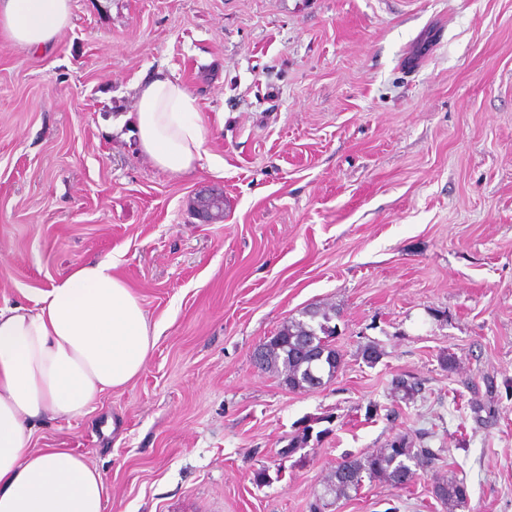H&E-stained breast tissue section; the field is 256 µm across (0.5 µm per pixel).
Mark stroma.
<instances>
[{"label": "stroma", "mask_w": 512, "mask_h": 512, "mask_svg": "<svg viewBox=\"0 0 512 512\" xmlns=\"http://www.w3.org/2000/svg\"><path fill=\"white\" fill-rule=\"evenodd\" d=\"M158 70L211 130L187 175L112 123ZM106 256L161 334L132 384L33 434L105 473L106 512H309L344 455L403 434L438 461L327 512H446L451 474L467 512H512V0H73L44 50L0 36V306ZM316 306L342 364L291 390L253 352ZM433 493L448 512L465 511L468 508V489L463 479L448 476V479L437 482Z\"/></svg>", "instance_id": "1"}]
</instances>
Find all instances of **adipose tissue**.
Returning a JSON list of instances; mask_svg holds the SVG:
<instances>
[{
  "mask_svg": "<svg viewBox=\"0 0 512 512\" xmlns=\"http://www.w3.org/2000/svg\"><path fill=\"white\" fill-rule=\"evenodd\" d=\"M72 0H0V34L42 49L71 24ZM130 118L140 148L175 176L194 172L210 131L178 77L138 82ZM159 336L111 258L82 263L32 304L0 306V512H105L104 472L63 448H33V427L84 416L130 385Z\"/></svg>",
  "mask_w": 512,
  "mask_h": 512,
  "instance_id": "obj_1",
  "label": "adipose tissue"
}]
</instances>
